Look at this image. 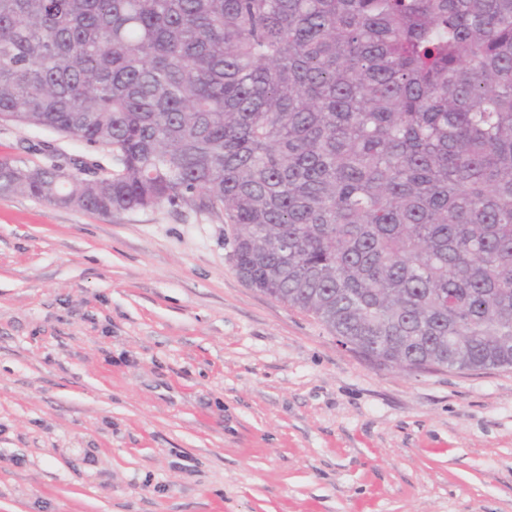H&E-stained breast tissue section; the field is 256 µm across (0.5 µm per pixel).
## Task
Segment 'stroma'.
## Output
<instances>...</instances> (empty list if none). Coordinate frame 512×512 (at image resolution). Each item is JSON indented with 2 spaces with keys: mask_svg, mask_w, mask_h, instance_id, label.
<instances>
[{
  "mask_svg": "<svg viewBox=\"0 0 512 512\" xmlns=\"http://www.w3.org/2000/svg\"><path fill=\"white\" fill-rule=\"evenodd\" d=\"M4 154L112 165L13 124ZM230 238L0 193V512H512V368L377 365Z\"/></svg>",
  "mask_w": 512,
  "mask_h": 512,
  "instance_id": "stroma-1",
  "label": "stroma"
}]
</instances>
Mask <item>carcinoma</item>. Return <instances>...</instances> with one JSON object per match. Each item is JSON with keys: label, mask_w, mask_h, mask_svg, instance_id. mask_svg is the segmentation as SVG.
I'll return each mask as SVG.
<instances>
[{"label": "carcinoma", "mask_w": 512, "mask_h": 512, "mask_svg": "<svg viewBox=\"0 0 512 512\" xmlns=\"http://www.w3.org/2000/svg\"><path fill=\"white\" fill-rule=\"evenodd\" d=\"M0 123L112 155L1 193L192 203L354 346L512 367V0H0Z\"/></svg>", "instance_id": "carcinoma-1"}]
</instances>
